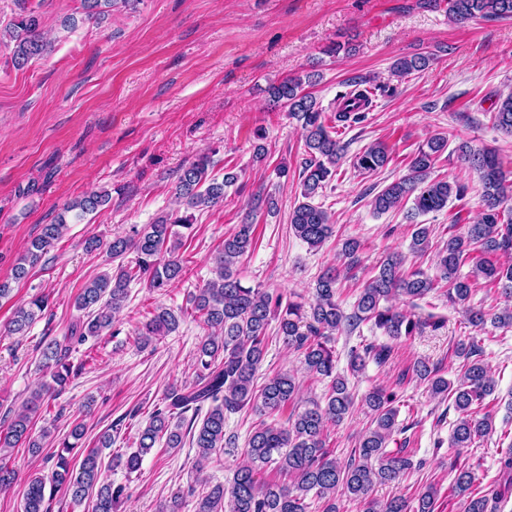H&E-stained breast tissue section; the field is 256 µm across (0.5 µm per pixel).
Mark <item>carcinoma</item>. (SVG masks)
<instances>
[{
  "instance_id": "carcinoma-1",
  "label": "carcinoma",
  "mask_w": 512,
  "mask_h": 512,
  "mask_svg": "<svg viewBox=\"0 0 512 512\" xmlns=\"http://www.w3.org/2000/svg\"><path fill=\"white\" fill-rule=\"evenodd\" d=\"M127 6L130 0H84L89 16L104 14L103 6ZM451 19L465 24L478 17L512 18V0H448ZM14 42L12 61L23 67L43 56L48 50L41 30L40 15L32 10L18 14L5 28ZM429 57L421 54L404 56L390 67L391 76L403 80L428 66ZM371 80L354 77L349 80L352 90L339 95L330 116L317 106L316 98L306 87L313 85L311 76H290L270 88L273 102L281 103L299 124L306 153L302 166L301 196L294 207L290 225L294 235L311 248H319L333 235V225L327 210L314 204L323 194L336 167L346 156V146L333 136L331 126H351L364 122L373 106L375 92L394 94L388 84L370 86ZM494 122L498 129L512 134V93L498 96ZM445 136L432 137L415 152L409 162V173L392 182L376 194L372 205L378 213H386L410 201L416 214L426 215L448 206L450 199L462 201L467 187L433 175L438 157L447 149ZM460 158L478 174L481 185V212L464 233L453 235L438 249L437 276L428 277L420 269L405 267L399 254L388 255L376 274L360 290L351 313L347 314L336 299L338 273L329 268L320 274L312 287V301L304 304L287 299L281 293L245 287L240 278L239 264L253 247L254 224L244 218L242 224L212 256L215 278L206 282L190 296V309L174 311L158 306L141 329L137 340L143 346L159 336L175 332L182 317L191 315L198 320L207 336L197 352L196 378L190 384L170 385L154 406L144 427L137 432V451L122 459L116 457L104 463L100 449L112 446V433L122 429L123 419L112 424V433L99 437V447L90 449L77 462L72 452L85 436L81 422L74 423L70 432L58 441L55 469L49 476L31 477L22 493V512H49L45 489L58 492L81 503H91V512H117L125 487L114 485L103 477L106 468L122 466L128 472L137 471L142 456L160 441L168 448L183 444L181 427L195 428L192 443L198 450V465L221 461L225 453V414L237 413L246 406L261 414L274 415L288 406L293 410L287 423L268 424L264 421L251 434L229 485L215 484L199 492L195 487L175 492L162 505L160 512H181L184 499L196 498L195 512H308V495L323 503L322 512H339L336 497L361 501L366 512H435L437 486L430 483L418 494L417 504L402 495L384 502L370 498L376 483H392L405 473L423 468V461H414L404 449H388L392 435L398 431L396 393L383 387L369 391L365 402L371 411V423L358 448L341 463L327 448L324 430L329 422H341L353 405L348 377L336 372L338 356L331 347L334 334L347 335L369 323L371 329L398 340L433 332L443 326V320L433 316L415 317L389 305L390 298L401 295L422 299L444 283L448 286V302L463 305L473 288L483 280L512 297V182L507 179L502 163L492 150L473 151L466 144L458 146ZM391 161L388 147L375 142L353 157V167L362 172H376ZM212 162L203 154L183 168L178 176L175 194L179 208L152 224L132 227L131 233L112 239L108 245L96 238L85 242V251L92 254L107 247L116 267L88 281L77 294L74 306L86 313V319L71 324L60 339L51 340L43 351L44 366L52 384L37 390L6 420L0 430V456L20 444L37 450L49 432L34 435V417L45 400L57 396L73 373L70 355L73 345L84 344L112 329L119 320L134 281H143L148 288L163 292L180 281L186 273V261L179 250L184 231L193 227L194 212L213 208L224 202V190L234 185L238 176L224 173L222 179L210 175ZM108 194L93 191L71 201L67 211L80 210L78 216L94 212L106 202ZM66 221L43 225L13 267V279H25L38 262L54 248L63 236ZM432 249L430 228L416 225L410 251L422 257ZM133 259H127L128 255ZM471 263L468 274L461 267ZM46 295L33 297L18 306L8 322L6 332L25 335L34 320L48 308ZM278 321L277 335L288 347L303 355L305 369L328 381V390L321 401L296 402L295 377L278 372L255 387L267 345L269 326ZM469 323L480 327L491 321L499 327H512V308L488 315L481 310L469 311ZM393 348L388 343L361 339L347 353L348 370L356 375L371 360L382 366L390 361ZM459 361V374L454 381L438 374L426 363L414 366L417 378L427 382L431 392L452 400L459 417L453 424L450 447L462 451L493 431V417L486 412L477 416L487 396L494 390V381L474 346L460 345L454 351ZM208 406L203 419H198L203 406ZM500 478L487 488L473 487L470 466L454 459L451 485L460 503V512H503L512 500V443L502 456ZM269 466L284 476L282 483L263 482L259 475Z\"/></svg>"
}]
</instances>
